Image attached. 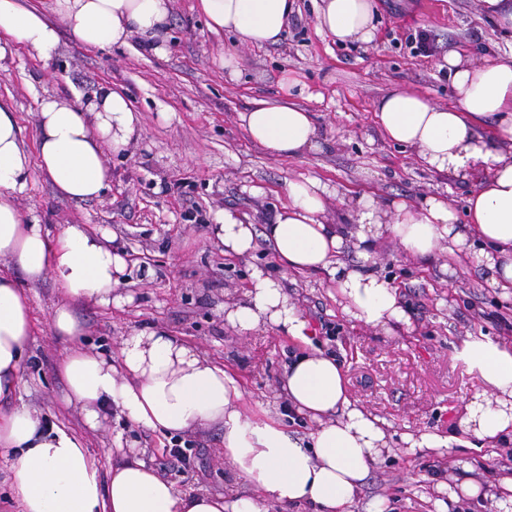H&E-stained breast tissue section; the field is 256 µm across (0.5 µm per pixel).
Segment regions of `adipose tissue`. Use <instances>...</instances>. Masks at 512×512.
Listing matches in <instances>:
<instances>
[{
	"label": "adipose tissue",
	"instance_id": "ef3b65f1",
	"mask_svg": "<svg viewBox=\"0 0 512 512\" xmlns=\"http://www.w3.org/2000/svg\"><path fill=\"white\" fill-rule=\"evenodd\" d=\"M171 2L51 0L46 17L20 0H0V61L18 44L50 57L62 26L93 47L125 46L136 35L145 50L165 54ZM196 6L212 32L235 35L236 49L219 59L235 77L240 48L278 43L296 0H197ZM375 11L374 0H317L316 27L339 43L369 44L376 38ZM437 66L448 72L453 105L393 87L377 99L374 112L386 139L415 150L430 170L461 178L479 173L465 213L457 215L438 196L386 209L362 197L352 207L356 238L369 246L391 236L419 260L447 246L449 254L472 255L490 270L493 287L512 292V56L451 50ZM239 118L250 140L270 157L299 158L318 146L314 118L297 104L257 99ZM487 120L496 124L498 148H490L476 131ZM139 126L128 98L109 87L82 104L47 96L39 102L37 138L30 148L12 104L0 99V260L25 276L20 282L0 272V401L15 396L23 383L34 333L26 287L54 276L61 297L49 327L68 342L57 368L65 402L81 407L87 427L97 429L110 409L168 437L219 426L223 454L250 491L182 492L135 455L102 476L80 435L21 403L0 412V460L12 473L16 512H270L275 506L306 505L317 512H349L371 464L390 445L384 421L351 397L333 356L301 352L280 380L287 407L316 424L304 444L278 418L249 416L237 377L164 328L132 331L110 356L80 344L84 328L76 306L112 305L128 255L113 237L83 224L63 225L50 237L38 215L20 210L16 196L37 172L61 197L98 198L110 177L106 152L124 151ZM329 194L319 179L292 180L286 202L262 227L225 209L216 213L211 232L225 255L236 257L248 255L256 238L264 237L284 270L324 275L344 299L345 312L366 326L390 332L409 325L397 288L342 260L347 230L326 219ZM224 319L243 334L267 326L302 342L309 339L301 311L280 282L260 270L252 273L243 299L225 305ZM463 354L479 371L484 392L465 405L454 433L408 435L409 448L450 449L512 433V351L483 338L466 342Z\"/></svg>",
	"mask_w": 512,
	"mask_h": 512
}]
</instances>
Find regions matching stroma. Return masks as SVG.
<instances>
[{
	"instance_id": "35a3bbf8",
	"label": "stroma",
	"mask_w": 512,
	"mask_h": 512,
	"mask_svg": "<svg viewBox=\"0 0 512 512\" xmlns=\"http://www.w3.org/2000/svg\"><path fill=\"white\" fill-rule=\"evenodd\" d=\"M298 6L279 44L242 50L235 81L216 63L235 38L211 32L196 0H173L163 56L133 45L89 48L66 32L50 58L16 49L0 62V97L12 100L27 143L36 139L38 101L48 94L83 102L109 84L123 89L141 115L140 132L126 152L107 154L112 179L99 198H62L36 174L17 203L35 211L50 234L64 224H85L116 234L125 245L131 263L116 290L121 305L77 309L87 350L111 355L132 330L165 327L237 371L248 414L277 413L289 433L309 438L315 422L277 397L299 343L269 327L244 336L224 321L225 304L241 300L252 268H261L281 281L308 321L315 346L338 358L352 396L396 434L390 452L372 465L352 512H366L375 500L385 512H433L440 479L452 489L466 479L480 485V497L465 505L470 512H512V501L497 489L495 450L413 453L402 441L426 429L453 432L465 404L483 390L478 371L462 356L466 341L484 336L512 351V334L497 321L506 302L482 266L444 249L424 264L388 236L366 250L350 239L345 261L372 268L399 288L411 328L388 333L350 319L323 275L284 272L271 245L228 259L209 233L222 209L262 224L286 202L288 181L304 177L328 184L326 217L338 224L349 223V208L364 193L382 203L412 204L438 195L463 210L470 182L431 171L413 152L390 143L375 122L374 103L394 86L451 103L447 72L438 70L435 57L413 50L418 31L435 37L442 53L502 56L512 45L483 16L480 0H376L378 31L370 44L332 42L316 29L312 0H298ZM288 76L304 87L298 102L314 114L320 148L304 158L275 159L249 139L239 115L256 98L286 100ZM27 293L35 333L21 396L49 421L82 435L102 472L131 450L144 451L148 463L160 467L168 448L189 440L202 455L167 470L166 478L184 490L247 491L246 480L224 459L217 427L171 439L113 415L97 430L86 428L80 407L63 402L65 385L54 370L65 348L49 330L59 290L49 277Z\"/></svg>"
}]
</instances>
